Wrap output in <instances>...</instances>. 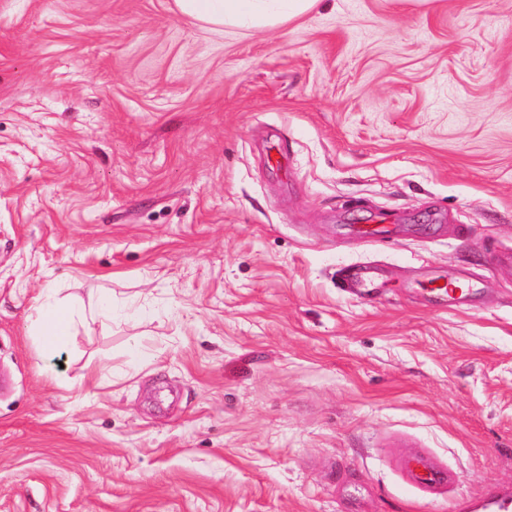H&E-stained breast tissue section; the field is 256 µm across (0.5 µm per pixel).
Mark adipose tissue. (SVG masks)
<instances>
[{"mask_svg":"<svg viewBox=\"0 0 512 512\" xmlns=\"http://www.w3.org/2000/svg\"><path fill=\"white\" fill-rule=\"evenodd\" d=\"M318 0H175L178 11L189 18L219 28H271L300 18ZM74 321L72 307L57 302L45 304L36 321L35 336L43 350L62 345Z\"/></svg>","mask_w":512,"mask_h":512,"instance_id":"1","label":"adipose tissue"}]
</instances>
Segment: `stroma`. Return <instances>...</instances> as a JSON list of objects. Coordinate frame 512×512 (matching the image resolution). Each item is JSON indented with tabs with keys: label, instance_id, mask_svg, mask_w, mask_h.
Masks as SVG:
<instances>
[{
	"label": "stroma",
	"instance_id": "stroma-1",
	"mask_svg": "<svg viewBox=\"0 0 512 512\" xmlns=\"http://www.w3.org/2000/svg\"><path fill=\"white\" fill-rule=\"evenodd\" d=\"M288 152L290 178L266 145ZM388 214L393 241L353 226ZM512 0H0V512L512 491ZM377 262L371 301L340 290ZM462 270L475 302L419 289ZM78 319L44 352L39 308ZM454 476L428 493L404 464ZM318 0H175L178 11L189 18L219 28H271L300 18Z\"/></svg>",
	"mask_w": 512,
	"mask_h": 512
}]
</instances>
